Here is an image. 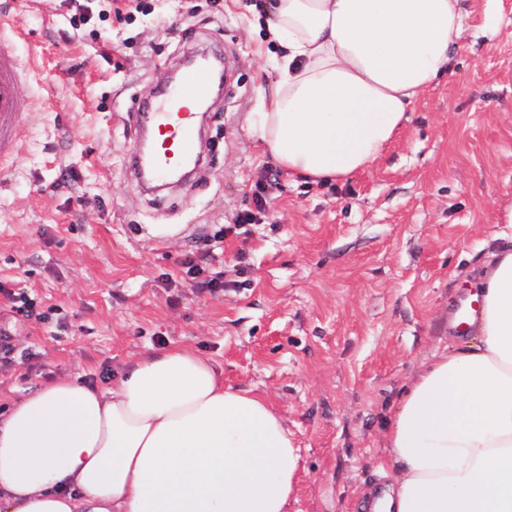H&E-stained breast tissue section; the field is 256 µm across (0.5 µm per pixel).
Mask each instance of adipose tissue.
<instances>
[{
  "mask_svg": "<svg viewBox=\"0 0 512 512\" xmlns=\"http://www.w3.org/2000/svg\"><path fill=\"white\" fill-rule=\"evenodd\" d=\"M278 80L253 129L292 176L374 164L450 72L463 0H270ZM466 347L413 374L385 436L377 512H512V240ZM298 450L266 397L179 345L99 388L60 377L0 413V512H288Z\"/></svg>",
  "mask_w": 512,
  "mask_h": 512,
  "instance_id": "1",
  "label": "adipose tissue"
}]
</instances>
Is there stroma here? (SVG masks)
Returning a JSON list of instances; mask_svg holds the SVG:
<instances>
[{"label":"stroma","mask_w":512,"mask_h":512,"mask_svg":"<svg viewBox=\"0 0 512 512\" xmlns=\"http://www.w3.org/2000/svg\"><path fill=\"white\" fill-rule=\"evenodd\" d=\"M0 0L21 34L30 101L0 166V393L68 375L109 386L140 355L181 345L226 384L263 392L299 450L288 512H370L384 434L415 370L472 340L448 316L476 291L512 203V0H467L481 27L453 72L412 106L392 144L348 180L278 169L249 135L279 48L263 0ZM225 60L201 171L155 194L128 163L134 117L197 53ZM273 189L265 218L256 192ZM155 224L180 233L152 234ZM194 259L224 286L187 275Z\"/></svg>","instance_id":"stroma-1"}]
</instances>
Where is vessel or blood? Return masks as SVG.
I'll return each mask as SVG.
<instances>
[{
  "mask_svg": "<svg viewBox=\"0 0 512 512\" xmlns=\"http://www.w3.org/2000/svg\"><path fill=\"white\" fill-rule=\"evenodd\" d=\"M24 67L14 51L0 48V162L19 150L25 133L30 104L22 97L18 84ZM214 72L203 65L185 67L175 85L150 112L138 113L149 121L155 134L151 160L153 181H160L176 168L195 170L200 162V120L193 105L209 100L214 87Z\"/></svg>",
  "mask_w": 512,
  "mask_h": 512,
  "instance_id": "vessel-or-blood-1",
  "label": "vessel or blood"
}]
</instances>
